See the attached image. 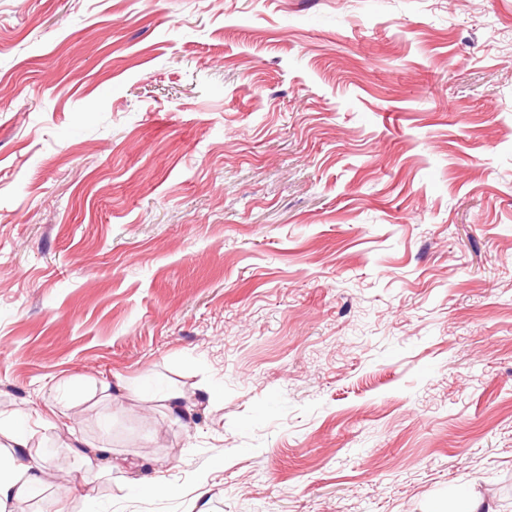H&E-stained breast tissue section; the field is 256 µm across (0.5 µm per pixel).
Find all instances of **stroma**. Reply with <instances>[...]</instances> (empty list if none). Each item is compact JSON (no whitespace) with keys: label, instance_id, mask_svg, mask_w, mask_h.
Listing matches in <instances>:
<instances>
[{"label":"stroma","instance_id":"obj_1","mask_svg":"<svg viewBox=\"0 0 512 512\" xmlns=\"http://www.w3.org/2000/svg\"><path fill=\"white\" fill-rule=\"evenodd\" d=\"M50 406L22 512L80 442L72 512H512V0H0V419Z\"/></svg>","mask_w":512,"mask_h":512}]
</instances>
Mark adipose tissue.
<instances>
[{
  "label": "adipose tissue",
  "instance_id": "1",
  "mask_svg": "<svg viewBox=\"0 0 512 512\" xmlns=\"http://www.w3.org/2000/svg\"><path fill=\"white\" fill-rule=\"evenodd\" d=\"M35 435V428L16 432L0 424V512H15L48 471V461L31 450Z\"/></svg>",
  "mask_w": 512,
  "mask_h": 512
}]
</instances>
